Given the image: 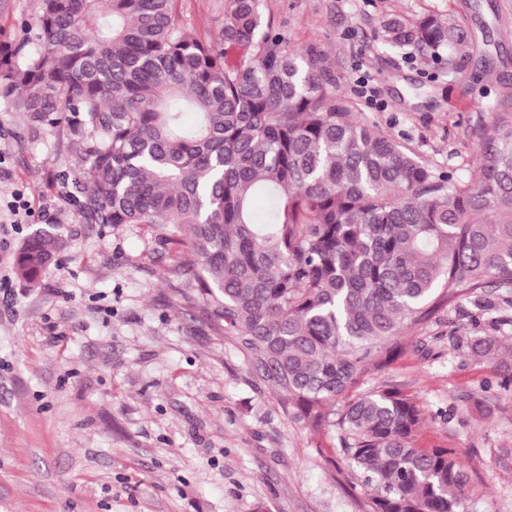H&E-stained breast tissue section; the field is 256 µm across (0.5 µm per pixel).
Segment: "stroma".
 <instances>
[{
  "label": "stroma",
  "instance_id": "stroma-1",
  "mask_svg": "<svg viewBox=\"0 0 512 512\" xmlns=\"http://www.w3.org/2000/svg\"><path fill=\"white\" fill-rule=\"evenodd\" d=\"M199 39L224 0H177ZM276 33L327 52L336 92L417 157L473 178L494 107L512 96V0H261ZM434 13L465 34L436 59L385 43L395 15ZM369 75L377 105L354 91ZM56 133L33 138L0 101V201L14 191L35 217L0 222V512H369L332 431L292 421L275 394L199 309L164 278L172 247L138 226L81 220L74 171ZM67 246L38 288L15 273L37 228ZM468 299L413 325L401 355L360 390L417 396L422 448H456L469 483L464 512H512V390H488L490 361L454 346L473 335Z\"/></svg>",
  "mask_w": 512,
  "mask_h": 512
}]
</instances>
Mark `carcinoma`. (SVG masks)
<instances>
[{"label": "carcinoma", "instance_id": "carcinoma-1", "mask_svg": "<svg viewBox=\"0 0 512 512\" xmlns=\"http://www.w3.org/2000/svg\"><path fill=\"white\" fill-rule=\"evenodd\" d=\"M174 2L33 0L37 47L0 37V100L32 136L67 140L87 223L176 243L166 273L192 280L189 300L285 413L338 432L371 512H462L467 465L455 448L414 445L415 397L355 388L394 361L430 304L480 305L495 288L512 307V99L496 104L479 176L455 177L355 118L327 54L288 46L260 0H224L208 41ZM384 31L434 57L463 40L436 15L392 17ZM64 246L34 231L17 277L38 287ZM457 347L497 352L491 335ZM494 376L511 389L512 359Z\"/></svg>", "mask_w": 512, "mask_h": 512}]
</instances>
